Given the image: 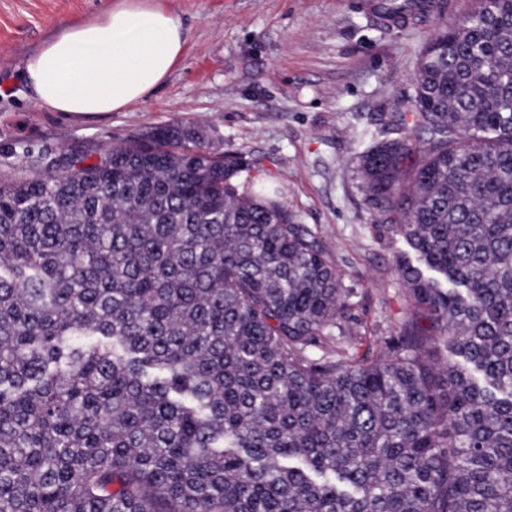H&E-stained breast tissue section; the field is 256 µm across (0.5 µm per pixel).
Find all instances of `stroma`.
Listing matches in <instances>:
<instances>
[{
	"label": "stroma",
	"mask_w": 512,
	"mask_h": 512,
	"mask_svg": "<svg viewBox=\"0 0 512 512\" xmlns=\"http://www.w3.org/2000/svg\"><path fill=\"white\" fill-rule=\"evenodd\" d=\"M187 29L182 60L145 101L77 117L31 100L26 58L102 0H0V175L30 174L38 154L111 147L150 128L202 126L324 244L349 291L339 319L349 353L376 354L412 308L396 271L401 238L379 235L356 159L378 116L412 93L438 22L392 27L358 0H163Z\"/></svg>",
	"instance_id": "1"
}]
</instances>
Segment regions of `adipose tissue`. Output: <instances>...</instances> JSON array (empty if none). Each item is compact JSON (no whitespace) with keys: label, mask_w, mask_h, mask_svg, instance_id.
I'll list each match as a JSON object with an SVG mask.
<instances>
[{"label":"adipose tissue","mask_w":512,"mask_h":512,"mask_svg":"<svg viewBox=\"0 0 512 512\" xmlns=\"http://www.w3.org/2000/svg\"><path fill=\"white\" fill-rule=\"evenodd\" d=\"M186 41L179 17L153 0H116L28 56L26 85L53 112H122L164 83Z\"/></svg>","instance_id":"obj_1"}]
</instances>
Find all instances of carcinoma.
Masks as SVG:
<instances>
[{
    "label": "carcinoma",
    "mask_w": 512,
    "mask_h": 512,
    "mask_svg": "<svg viewBox=\"0 0 512 512\" xmlns=\"http://www.w3.org/2000/svg\"><path fill=\"white\" fill-rule=\"evenodd\" d=\"M380 124L359 188L413 308L361 358L325 351L324 245L202 131L0 177V512H512V0Z\"/></svg>",
    "instance_id": "1"
}]
</instances>
